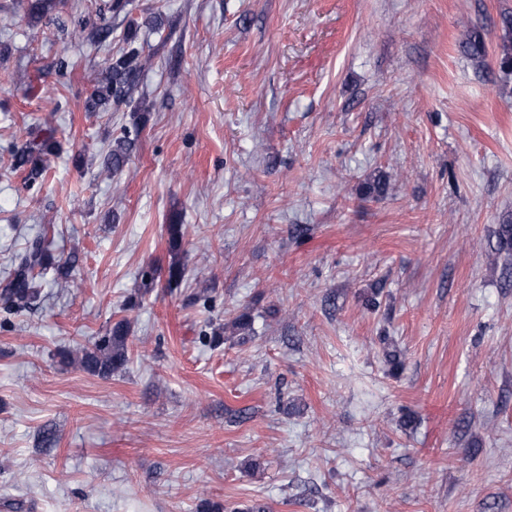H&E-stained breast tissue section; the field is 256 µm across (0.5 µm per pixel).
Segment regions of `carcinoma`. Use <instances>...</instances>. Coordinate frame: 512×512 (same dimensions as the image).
Returning a JSON list of instances; mask_svg holds the SVG:
<instances>
[{"label": "carcinoma", "instance_id": "1", "mask_svg": "<svg viewBox=\"0 0 512 512\" xmlns=\"http://www.w3.org/2000/svg\"><path fill=\"white\" fill-rule=\"evenodd\" d=\"M54 0H27L26 11L34 23L43 22L68 35L73 40L85 38L87 24L79 22L69 25L58 16L52 15ZM138 25L132 23L126 36L127 48L118 56L105 62V67L92 79V89L86 97V108L90 112H103L112 104L136 103L134 98L141 71L150 63L144 55L143 46L137 43ZM460 51L471 59L485 61L487 48L482 35L469 34L459 43ZM496 62L499 71L505 75L512 73V16L502 18V36L498 46ZM134 147V140L124 136L117 140L115 147L104 160V170H120ZM60 149V143L51 129L34 138L18 157V166L29 169L28 176L37 179L46 170L48 156ZM50 264L41 242L36 240L20 256L8 283L0 289V300L6 308L21 307L34 303L39 296L36 278ZM129 322L119 320L112 324L108 334L90 347L61 352L62 362L78 365L83 370L103 377L122 371L129 361L128 338Z\"/></svg>", "mask_w": 512, "mask_h": 512}]
</instances>
